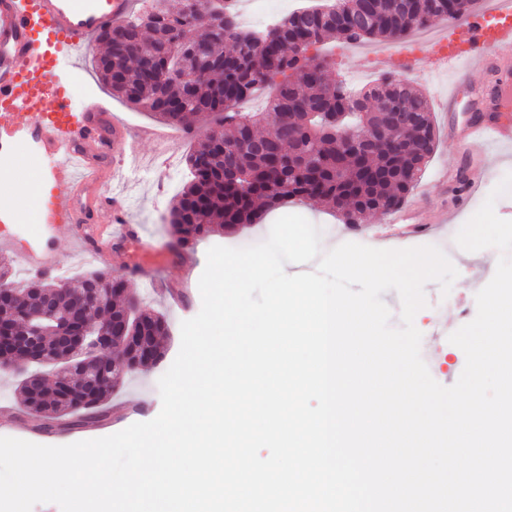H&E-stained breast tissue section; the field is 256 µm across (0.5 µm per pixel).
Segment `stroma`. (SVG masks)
I'll use <instances>...</instances> for the list:
<instances>
[{
    "instance_id": "stroma-1",
    "label": "stroma",
    "mask_w": 512,
    "mask_h": 512,
    "mask_svg": "<svg viewBox=\"0 0 512 512\" xmlns=\"http://www.w3.org/2000/svg\"><path fill=\"white\" fill-rule=\"evenodd\" d=\"M414 43L410 35L392 42L384 39L357 43L332 40L321 48L320 53L329 61L330 79L343 81L353 90L368 88L381 78L395 76L408 81L427 97L434 114L437 149L423 169L406 205L420 208L422 214L429 216L448 215L452 225L461 226L496 188L495 173L501 170L512 171V149L508 146L475 143L464 148L448 135L449 125L461 127L470 122L473 117V101L489 94L497 73L491 68L466 74L458 70L444 74L435 70L427 54L423 55L417 69L411 71L396 66L379 68L374 55L375 48L403 51L411 49ZM57 78L68 87L78 109L106 105V112L100 115L103 124H111L116 119L152 133L151 138L140 143L137 169L131 170L122 165H113L112 168V191L127 197L129 220L138 229L137 241L113 239L111 248L89 261L77 252L71 238H61L58 244L60 268L66 271L69 279H77L82 273L93 269L107 270L112 276L126 281L130 296L163 312L171 324V334L164 340L167 349L164 360L145 371L124 373L113 393L110 404L120 411L111 427L112 432L116 433L131 424L152 420L159 414L161 398L156 380L169 369L179 352L182 321L193 318L201 309L198 282L206 265L208 249L217 245L236 248L253 245L279 217L296 211L304 212L312 223L331 226L337 235L342 232V219L327 204L295 201L279 209L263 212L259 223L243 227L234 234L212 236L199 241L194 247L174 250L170 246L169 227L162 221L174 196L159 193L156 189L155 165L159 159L171 153L175 154L177 160H185L190 137L181 135L175 144H168L163 138L166 125L149 113L113 97L99 82L90 60H83L77 67L62 66L57 72ZM455 83L460 86L457 102L452 110L442 111L439 103L447 97L449 86ZM482 152L490 156V175L479 189L463 191L456 184L443 183L446 169L463 166L467 154ZM499 256L497 249L486 248L474 252L471 260H455L454 265L459 275L449 294H442L439 284L434 281L428 282L424 288L427 305L416 314L414 323L423 335L421 346L426 351L425 358L433 364L431 375L441 385L450 386L458 380L465 366V355L452 344L435 346L431 340L434 326L443 316L455 328L475 318V295L481 282L494 274ZM37 427L36 419L29 415L8 424L0 421V437L51 446L67 445L92 437L91 432L84 430L44 436L38 433Z\"/></svg>"
}]
</instances>
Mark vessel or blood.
<instances>
[{"instance_id":"1","label":"vessel or blood","mask_w":512,"mask_h":512,"mask_svg":"<svg viewBox=\"0 0 512 512\" xmlns=\"http://www.w3.org/2000/svg\"><path fill=\"white\" fill-rule=\"evenodd\" d=\"M138 0H0V158L10 157L17 142L36 143L45 161L37 184L42 191L37 230L19 236L14 211L0 206V243L11 247L34 271L54 270L60 233H74L81 190L99 188V204L110 214L96 237L121 234L135 237L124 206L104 194L111 169L95 163L90 146L112 140V155H133L135 133L113 123L111 133L97 124L91 111H75L64 91L46 99L63 64H74L94 48L95 37L125 21ZM512 48V0H482V7L467 20L442 24L429 51L440 66L462 65L467 71L484 70L492 57ZM490 120L470 122L465 128L449 126L448 134L463 141L492 135L512 144V82L497 84L492 93Z\"/></svg>"}]
</instances>
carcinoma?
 I'll use <instances>...</instances> for the list:
<instances>
[{"label": "carcinoma", "instance_id": "carcinoma-1", "mask_svg": "<svg viewBox=\"0 0 512 512\" xmlns=\"http://www.w3.org/2000/svg\"><path fill=\"white\" fill-rule=\"evenodd\" d=\"M200 3L181 0L171 10L167 0H156L151 11L128 17L112 38L101 32L97 42L104 52L91 56L96 73L127 104L188 133L201 118L217 125L195 136L187 155L189 181L165 219L175 248L232 234L256 223L262 211L295 199L325 202L355 225L399 209L437 147L428 99L395 77L357 94L331 82L327 62L308 51L334 38L398 41L437 18L466 17L477 0H323L259 30L241 28L234 15L215 22ZM205 60L214 66L201 76L197 64ZM259 89L268 90L266 111H240ZM393 112L415 120L395 134ZM368 126L376 138L360 139L358 129ZM11 269V259L1 256L0 282L14 295L0 301V319L21 336L30 318L54 311L57 329L40 336L35 349L58 359L72 356L52 365L59 379L51 384L43 378V361L13 367L22 409L41 419L37 431L46 435L112 424L108 402L120 368L134 372L162 361L168 320L141 307L124 293L123 280L103 271L86 272L72 288L54 276L17 286ZM108 288L113 301H94ZM125 320L149 355L119 335L110 360L74 354L79 328L92 336Z\"/></svg>", "mask_w": 512, "mask_h": 512}]
</instances>
